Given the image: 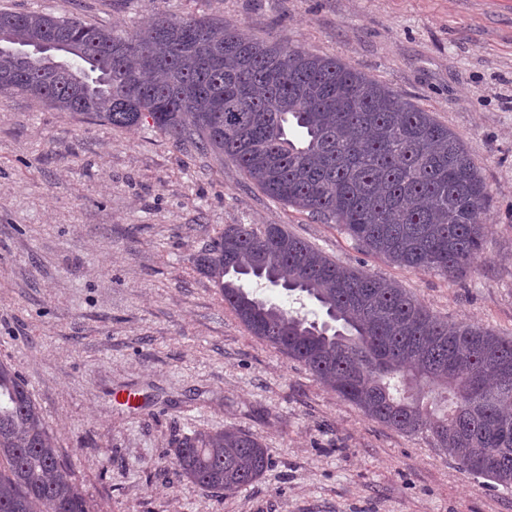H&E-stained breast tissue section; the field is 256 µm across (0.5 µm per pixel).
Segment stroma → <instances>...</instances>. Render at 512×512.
I'll return each instance as SVG.
<instances>
[{"label":"stroma","instance_id":"obj_1","mask_svg":"<svg viewBox=\"0 0 512 512\" xmlns=\"http://www.w3.org/2000/svg\"><path fill=\"white\" fill-rule=\"evenodd\" d=\"M117 30L205 15L336 57L457 133L489 192L465 275L396 266L267 197L232 160L26 97L0 98V362L26 382L90 512H512L430 436L364 414L252 336L193 259L228 224L285 225L438 318L512 336V0H0ZM119 391L139 399L132 409ZM236 428L264 475L208 491L179 439Z\"/></svg>","mask_w":512,"mask_h":512}]
</instances>
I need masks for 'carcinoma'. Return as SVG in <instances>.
Returning a JSON list of instances; mask_svg holds the SVG:
<instances>
[{
	"label": "carcinoma",
	"instance_id": "cac0c4a2",
	"mask_svg": "<svg viewBox=\"0 0 512 512\" xmlns=\"http://www.w3.org/2000/svg\"><path fill=\"white\" fill-rule=\"evenodd\" d=\"M57 47L26 52L35 37ZM0 95H23L232 159L268 197L333 220L400 267L458 276L484 246L488 191L431 113L336 58L192 14L117 33L0 10ZM197 267L251 335L374 419L429 434L461 470L512 488V338L433 315L393 280L344 268L282 224H227ZM254 281L312 301L314 318ZM172 465L205 490L258 480L268 449L187 434ZM25 384L0 363V512H87Z\"/></svg>",
	"mask_w": 512,
	"mask_h": 512
}]
</instances>
